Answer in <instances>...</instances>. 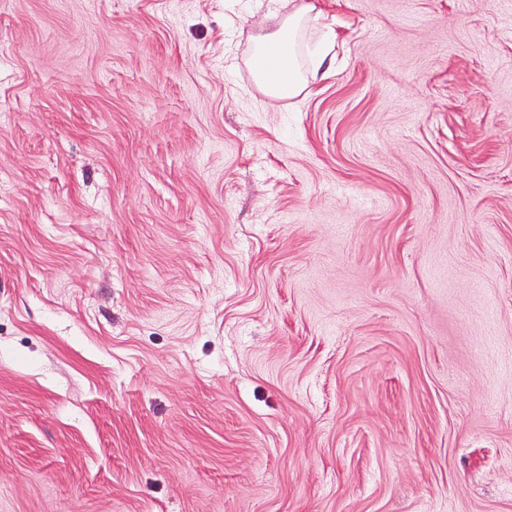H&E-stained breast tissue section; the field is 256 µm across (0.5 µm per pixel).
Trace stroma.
<instances>
[{
  "label": "stroma",
  "instance_id": "obj_1",
  "mask_svg": "<svg viewBox=\"0 0 512 512\" xmlns=\"http://www.w3.org/2000/svg\"><path fill=\"white\" fill-rule=\"evenodd\" d=\"M0 0V512H512V0ZM299 2V3H298ZM293 4L288 14L282 15L277 31L253 39L251 52L257 59L265 57L271 47L278 49V62L275 79L268 82L261 73L257 74V82L264 93L273 100L294 98L304 92L308 78L299 67L296 57L298 37L300 36L309 16L316 6L313 3L290 0Z\"/></svg>",
  "mask_w": 512,
  "mask_h": 512
}]
</instances>
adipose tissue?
Wrapping results in <instances>:
<instances>
[{
    "mask_svg": "<svg viewBox=\"0 0 512 512\" xmlns=\"http://www.w3.org/2000/svg\"><path fill=\"white\" fill-rule=\"evenodd\" d=\"M280 9V0H268L267 10L279 17L280 26L277 31L255 37L251 45V52L257 58L265 56L269 48L278 50L274 80L260 83L264 93L274 100L297 97L308 85V78L297 62L296 49L298 38L315 6L311 0H295L288 14H281Z\"/></svg>",
    "mask_w": 512,
    "mask_h": 512,
    "instance_id": "obj_1",
    "label": "adipose tissue"
}]
</instances>
